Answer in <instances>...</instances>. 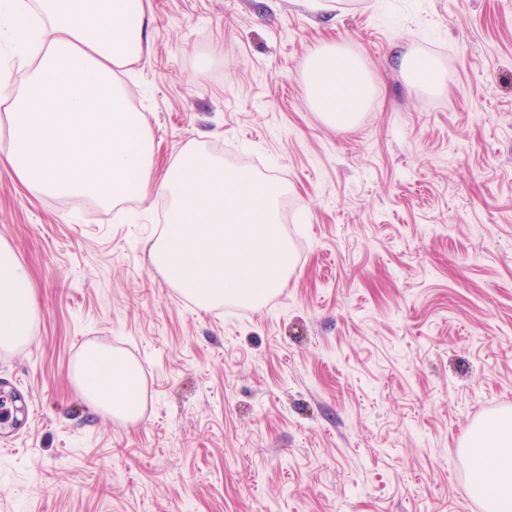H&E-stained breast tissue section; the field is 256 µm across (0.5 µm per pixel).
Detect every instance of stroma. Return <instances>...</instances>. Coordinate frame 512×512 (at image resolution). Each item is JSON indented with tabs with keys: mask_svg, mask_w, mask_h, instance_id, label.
Returning <instances> with one entry per match:
<instances>
[{
	"mask_svg": "<svg viewBox=\"0 0 512 512\" xmlns=\"http://www.w3.org/2000/svg\"><path fill=\"white\" fill-rule=\"evenodd\" d=\"M150 58L115 75L153 176L183 150L261 160L294 263L255 309L203 312L149 260L164 196L35 194L0 167V240L27 268L29 344L0 385V512H485L459 444L512 410V0H147ZM323 42L365 64L356 124L306 95ZM433 59L446 88L410 89ZM98 343L141 368L143 415L72 384Z\"/></svg>",
	"mask_w": 512,
	"mask_h": 512,
	"instance_id": "1",
	"label": "stroma"
}]
</instances>
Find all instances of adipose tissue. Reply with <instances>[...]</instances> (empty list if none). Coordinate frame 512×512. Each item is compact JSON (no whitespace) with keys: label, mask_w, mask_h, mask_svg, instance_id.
I'll return each instance as SVG.
<instances>
[{"label":"adipose tissue","mask_w":512,"mask_h":512,"mask_svg":"<svg viewBox=\"0 0 512 512\" xmlns=\"http://www.w3.org/2000/svg\"><path fill=\"white\" fill-rule=\"evenodd\" d=\"M133 3L0 0V20L30 68L25 89L9 99L0 161L44 194L105 203L169 196L173 221L151 247L153 265L200 309L227 299L260 307L284 286L291 266L287 242L271 240L281 189L198 151L178 156L152 181L147 124L114 79L116 66L141 60L149 45L146 21L129 22ZM306 68L308 96L325 121L353 124L372 92L364 65L341 45L324 43ZM36 316L29 273L0 241V350L28 344ZM71 378L105 416L139 421L144 388L136 362L91 343ZM464 446L479 459L473 493L487 512H512V412L475 423Z\"/></svg>","instance_id":"1"}]
</instances>
